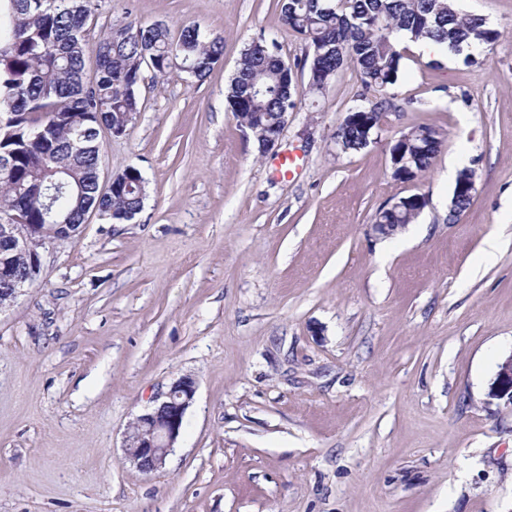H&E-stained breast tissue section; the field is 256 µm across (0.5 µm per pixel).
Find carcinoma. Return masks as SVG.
I'll return each mask as SVG.
<instances>
[{"instance_id":"carcinoma-1","label":"carcinoma","mask_w":512,"mask_h":512,"mask_svg":"<svg viewBox=\"0 0 512 512\" xmlns=\"http://www.w3.org/2000/svg\"><path fill=\"white\" fill-rule=\"evenodd\" d=\"M98 0H0V216L17 215L45 235L52 228L45 204L70 224L92 209L108 224L140 212L146 186L101 192V130L126 123L137 111L142 66L166 75L189 62L191 77L206 78L223 56L220 38L188 25L174 36L166 23L105 32L90 45L86 27ZM285 25L310 39L308 93L321 94L351 52L366 89L374 92L349 108L336 128V145L357 152L391 105L389 90L401 74V37L427 38L451 50L487 45L499 32L455 0H279ZM267 51L247 46L229 86L228 100L241 127L264 153L267 138L282 129V112L300 95L276 41ZM441 146L436 129L414 126L391 147L393 176L412 181L433 165ZM474 171L456 177L448 221L461 219L472 199ZM425 206L418 195L380 207L375 224H411Z\"/></svg>"}]
</instances>
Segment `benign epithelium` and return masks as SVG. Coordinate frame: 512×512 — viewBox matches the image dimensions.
Returning <instances> with one entry per match:
<instances>
[{
	"label": "benign epithelium",
	"instance_id": "1",
	"mask_svg": "<svg viewBox=\"0 0 512 512\" xmlns=\"http://www.w3.org/2000/svg\"><path fill=\"white\" fill-rule=\"evenodd\" d=\"M81 224H60L49 236L35 233L29 224H18L11 216L0 218V239L9 242L11 255L0 261V279L11 284V298L39 280L45 254L71 242L82 232ZM196 392L195 381L184 376L161 394L152 406L127 428L124 448L127 460L144 473L157 472L166 465L181 434L187 408ZM491 396L512 403V354L499 365Z\"/></svg>",
	"mask_w": 512,
	"mask_h": 512
}]
</instances>
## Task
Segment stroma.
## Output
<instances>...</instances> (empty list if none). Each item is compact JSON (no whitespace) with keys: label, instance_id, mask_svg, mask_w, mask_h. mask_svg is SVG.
Instances as JSON below:
<instances>
[{"label":"stroma","instance_id":"1","mask_svg":"<svg viewBox=\"0 0 512 512\" xmlns=\"http://www.w3.org/2000/svg\"><path fill=\"white\" fill-rule=\"evenodd\" d=\"M457 3L499 39L405 55L367 147L334 139L366 93L349 66L262 155L226 88L254 40L310 54L277 0H100L88 42L194 24L224 56L202 81L142 68L125 132L100 135L102 185L140 170L142 212L90 215L0 309V512H512V404L489 395L512 353V0ZM418 124L440 152L403 182L390 148ZM455 161L476 194L452 224ZM410 195L416 222L378 235L376 210ZM185 375L183 432L141 472L124 434Z\"/></svg>","mask_w":512,"mask_h":512}]
</instances>
